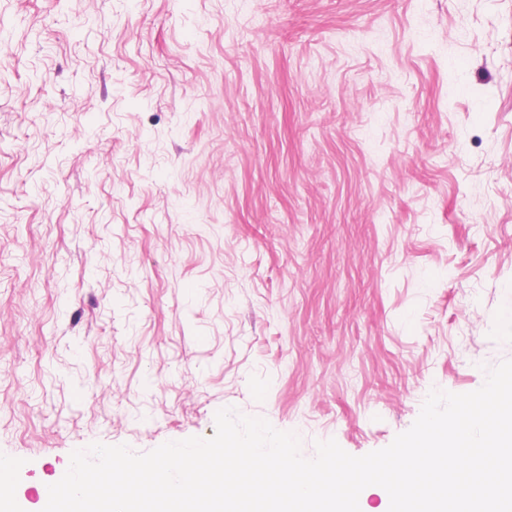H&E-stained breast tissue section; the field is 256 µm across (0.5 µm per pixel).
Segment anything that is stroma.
Returning a JSON list of instances; mask_svg holds the SVG:
<instances>
[{"mask_svg": "<svg viewBox=\"0 0 512 512\" xmlns=\"http://www.w3.org/2000/svg\"><path fill=\"white\" fill-rule=\"evenodd\" d=\"M512 359V0H0V457L218 410L362 456Z\"/></svg>", "mask_w": 512, "mask_h": 512, "instance_id": "stroma-1", "label": "stroma"}]
</instances>
